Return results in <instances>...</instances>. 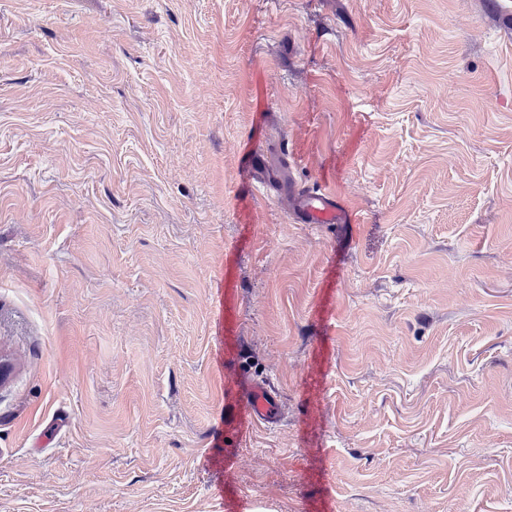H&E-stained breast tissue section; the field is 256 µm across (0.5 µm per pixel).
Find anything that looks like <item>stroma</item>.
I'll return each mask as SVG.
<instances>
[{"instance_id":"stroma-1","label":"stroma","mask_w":512,"mask_h":512,"mask_svg":"<svg viewBox=\"0 0 512 512\" xmlns=\"http://www.w3.org/2000/svg\"><path fill=\"white\" fill-rule=\"evenodd\" d=\"M508 6L0 0V512H512ZM288 193L296 196L295 218L300 224H352L355 218L342 204L339 198L331 193H319L295 189L288 182ZM246 399L244 420L246 422L273 425L279 414V401L273 389L263 384L250 385Z\"/></svg>"}]
</instances>
